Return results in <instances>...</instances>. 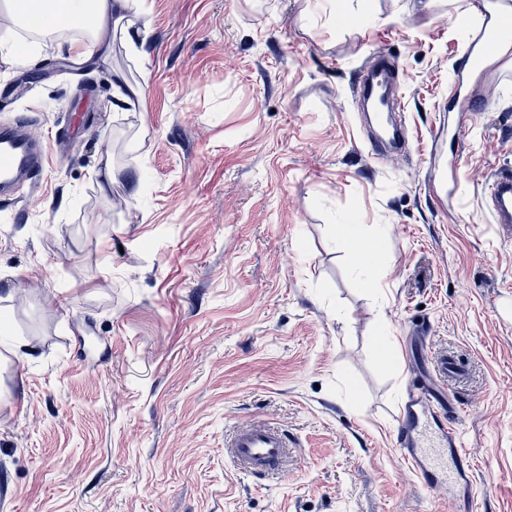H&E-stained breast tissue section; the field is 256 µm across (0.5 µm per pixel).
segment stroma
I'll return each instance as SVG.
<instances>
[{
  "label": "stroma",
  "instance_id": "stroma-1",
  "mask_svg": "<svg viewBox=\"0 0 512 512\" xmlns=\"http://www.w3.org/2000/svg\"><path fill=\"white\" fill-rule=\"evenodd\" d=\"M484 14L142 0L75 57L0 12V125L50 146L0 197V324L32 348L0 368V512H461L395 445L416 362L447 356L479 512H512V234L482 194L512 169V52L457 82ZM380 57L410 144L460 130L457 202L369 155L353 87ZM258 422L290 447L263 480L224 450Z\"/></svg>",
  "mask_w": 512,
  "mask_h": 512
}]
</instances>
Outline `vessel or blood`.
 <instances>
[{
    "instance_id": "obj_1",
    "label": "vessel or blood",
    "mask_w": 512,
    "mask_h": 512,
    "mask_svg": "<svg viewBox=\"0 0 512 512\" xmlns=\"http://www.w3.org/2000/svg\"><path fill=\"white\" fill-rule=\"evenodd\" d=\"M497 26L485 29L475 37L482 53L494 52L503 39L512 37V0H494ZM392 65L387 60L370 64L354 88L355 96L369 104L380 133L368 142L375 157L387 154L389 144L396 141L398 131L385 123L386 112L392 111ZM48 162L45 140L33 136L24 124L0 128V190L11 188L19 178L32 170H42ZM486 207L496 224H512V171H492L485 183ZM452 361L442 360L433 366L428 384L412 392L403 408L398 441L403 460L415 475L420 487L434 490L448 487L455 500L473 501L474 473L469 452L463 447L460 431L449 422V412L456 406L446 382L454 376ZM239 467L251 475L269 476L276 472L288 451L282 432L271 425L249 424L238 428L227 444Z\"/></svg>"
}]
</instances>
